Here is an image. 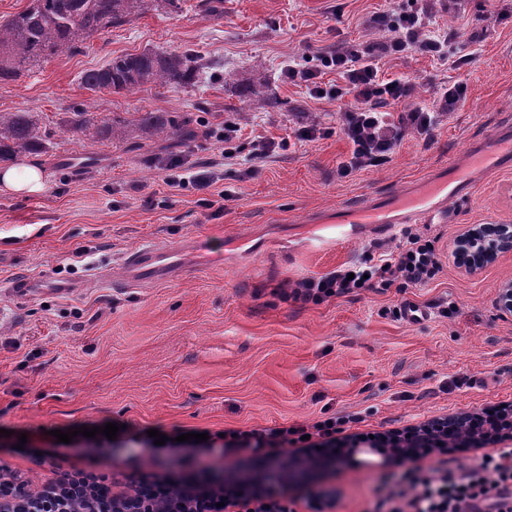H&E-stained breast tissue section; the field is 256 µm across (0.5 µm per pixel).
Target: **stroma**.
<instances>
[{
    "instance_id": "stroma-1",
    "label": "stroma",
    "mask_w": 512,
    "mask_h": 512,
    "mask_svg": "<svg viewBox=\"0 0 512 512\" xmlns=\"http://www.w3.org/2000/svg\"><path fill=\"white\" fill-rule=\"evenodd\" d=\"M201 0L178 9L146 0L130 22L82 38L77 49L0 84V112L25 111L59 129L70 112L102 118L145 110L190 117L194 139L153 146L54 138L38 159L41 191L0 193V474H21L38 490L61 472L106 476L125 493L140 475L170 473L186 481L253 460L308 464L316 449L189 448L163 453L129 436L57 442L53 430L126 424L136 429L211 432L309 425L336 419V436L403 431L461 412L512 404V318L495 308L512 282V253L468 274L450 257L471 224H512V172L481 179L474 195L451 201L445 224H419L434 241L441 268L423 284L359 288L319 304L284 299L307 277L359 259L374 241L396 248L400 234L372 230L346 244L308 247L315 218L335 216L344 202L397 192L450 156L487 137L512 114V17L492 24L487 0H466L464 17L442 14V26L475 37L476 62L461 66L409 52L380 63L386 75L416 86V99L463 81L467 100L430 135L407 134L391 161L342 177L350 145L336 134L278 151L254 175L224 169L232 191L222 212L199 205L197 193L164 183L163 162H203L221 145L208 125L233 119L242 143L281 140L300 125L335 126L338 103L315 101L284 83L289 59L344 40H366L375 12L411 10L415 0H224L219 14ZM202 56L192 87L94 93L81 77L112 57L143 50ZM196 238L186 277L121 287L126 254L160 241ZM84 248V261L72 259ZM26 272L80 285L73 296H14L8 281ZM411 302L427 312L414 324L397 317ZM448 314H441V307ZM26 443H19V435ZM495 447L454 448L414 461L375 467L348 458L319 470L312 486L293 490L289 512H370L382 489L402 474L440 467L460 474Z\"/></svg>"
}]
</instances>
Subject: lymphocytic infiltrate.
<instances>
[{
	"label": "lymphocytic infiltrate",
	"instance_id": "lymphocytic-infiltrate-1",
	"mask_svg": "<svg viewBox=\"0 0 512 512\" xmlns=\"http://www.w3.org/2000/svg\"><path fill=\"white\" fill-rule=\"evenodd\" d=\"M464 0H425L421 10L401 14L382 11L367 22L374 38L358 44L340 42L317 52V65L286 64L283 81L306 87L311 98L343 102L335 127L315 124L300 126L294 132L297 141L308 142L341 132L352 145L348 161L338 166L340 175L391 161L403 137L410 132L429 134L447 121L451 112L467 98L466 84L444 89L425 105L417 104L413 86L400 78L383 77L378 64L386 57L412 51L439 60L453 57L460 62L474 61L476 51H465L463 33L457 29H429L427 20L439 13L458 11ZM210 136L222 142L219 159L203 166H187L173 159L165 164L164 182L176 190L209 189L224 178L228 165L243 167L245 173L259 170L277 149L276 143H262L251 150L240 144L241 127L224 120L210 129ZM440 270L433 241L419 233L405 230L397 250L372 243L364 263L343 267L319 277L296 282L291 296L303 302L320 303L333 296L348 294L364 287L367 279L380 280L384 286L402 281L421 284ZM301 427L253 429L237 433L212 434L207 447L284 448L304 435ZM415 495H407L402 486L390 488L379 496L372 512H463L464 507L488 501L490 512H512V504L503 499L504 490L512 487V450L486 456L482 462L460 475L434 470L425 476H410Z\"/></svg>",
	"mask_w": 512,
	"mask_h": 512
}]
</instances>
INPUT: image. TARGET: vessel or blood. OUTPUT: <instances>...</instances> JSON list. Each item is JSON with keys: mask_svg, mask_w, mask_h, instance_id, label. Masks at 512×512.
<instances>
[{"mask_svg": "<svg viewBox=\"0 0 512 512\" xmlns=\"http://www.w3.org/2000/svg\"><path fill=\"white\" fill-rule=\"evenodd\" d=\"M512 169V117L504 116L496 129L464 153L438 166L423 180L395 194H374L360 204L341 206L333 222L336 240L349 242L362 236L367 224L379 225L386 233L398 224H444L448 203L471 197L477 176ZM197 247L196 240H185L173 248L155 242L130 251L123 262L125 279L131 284H156L177 280L187 272L182 253ZM11 291L22 298L44 292V282L30 274L15 276Z\"/></svg>", "mask_w": 512, "mask_h": 512, "instance_id": "obj_1", "label": "vessel or blood"}]
</instances>
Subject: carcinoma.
<instances>
[{
	"label": "carcinoma",
	"mask_w": 512,
	"mask_h": 512,
	"mask_svg": "<svg viewBox=\"0 0 512 512\" xmlns=\"http://www.w3.org/2000/svg\"><path fill=\"white\" fill-rule=\"evenodd\" d=\"M142 0H30L21 12L0 23V82L15 80L52 56L67 54L81 37L124 24L141 10ZM201 66L177 51L144 50L113 58L86 71L84 86L93 91L133 93L146 85L164 87L196 81ZM62 133H80L97 142H124L134 135L158 144L196 136L191 120L164 110L132 112L128 118H98L94 112L70 113ZM55 132L42 128L32 113H0V159L40 151Z\"/></svg>",
	"instance_id": "obj_1"
}]
</instances>
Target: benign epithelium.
<instances>
[{
	"instance_id": "1",
	"label": "benign epithelium",
	"mask_w": 512,
	"mask_h": 512,
	"mask_svg": "<svg viewBox=\"0 0 512 512\" xmlns=\"http://www.w3.org/2000/svg\"><path fill=\"white\" fill-rule=\"evenodd\" d=\"M512 252V224H473L457 236L453 243L451 256L458 268L475 272L496 261L499 256ZM496 308L503 317H512V283L508 282L498 289ZM495 430L490 434H480L474 427L476 417L470 415H452L441 419L436 429L422 430L413 427L398 434H378L374 438L352 436L342 440L341 454L354 458L358 455L375 456L387 463L395 459H404L411 454L419 456L425 451L438 447H448V433L458 435L456 446L467 443L473 448H480L490 440L512 442V412L501 413ZM255 471L264 472L266 481L260 483V489L251 493H242L236 488L232 474L224 475V497L236 496L235 502L244 499L257 504H278L286 488L300 479H307L310 474L297 469L286 472L273 464L259 463ZM25 495L11 488H0V512H6V503L17 502V512H27ZM158 502L155 492L149 485L139 486L136 498L130 499L123 494L112 495V512H155ZM167 512H191L195 503L186 493H174L166 498Z\"/></svg>"
}]
</instances>
